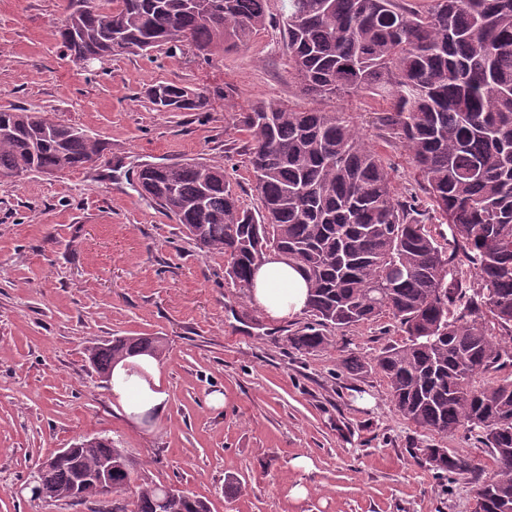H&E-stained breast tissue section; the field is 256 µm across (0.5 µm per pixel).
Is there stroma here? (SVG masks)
Returning <instances> with one entry per match:
<instances>
[{"mask_svg":"<svg viewBox=\"0 0 512 512\" xmlns=\"http://www.w3.org/2000/svg\"><path fill=\"white\" fill-rule=\"evenodd\" d=\"M66 0H0V109L45 110L104 144L90 167L30 173L0 185V512H95L92 502L38 505L19 492L38 459L81 437L111 438L137 461L133 484H172L211 512H475L496 463L467 432L441 435L396 413L377 370L350 372L404 345L391 315L331 332L304 353L289 338L309 320L271 322L224 277V257L200 251L139 194L146 162L221 161L245 207L259 200L247 133L232 117L260 100L312 107L288 71L277 26L245 47L123 54L92 69L55 34ZM218 91L210 111L160 112L150 86ZM321 108L346 114L390 167L397 196L423 198L407 153L373 123L381 105L351 92ZM161 336L163 411L143 420L118 404L92 368L90 347ZM224 396L211 405L213 393ZM467 456L473 473L436 477L412 451ZM308 468L295 467L297 457ZM308 494L295 498L294 486Z\"/></svg>","mask_w":512,"mask_h":512,"instance_id":"1","label":"stroma"}]
</instances>
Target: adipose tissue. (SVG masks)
Segmentation results:
<instances>
[{
	"instance_id": "adipose-tissue-1",
	"label": "adipose tissue",
	"mask_w": 512,
	"mask_h": 512,
	"mask_svg": "<svg viewBox=\"0 0 512 512\" xmlns=\"http://www.w3.org/2000/svg\"><path fill=\"white\" fill-rule=\"evenodd\" d=\"M308 285L297 269L271 258L257 269L250 297L254 305L272 320L294 317L304 311ZM112 392L125 409L143 405L161 406L165 394L138 378H126L123 367L112 373Z\"/></svg>"
}]
</instances>
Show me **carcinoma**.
Here are the masks:
<instances>
[{
  "instance_id": "obj_1",
  "label": "carcinoma",
  "mask_w": 512,
  "mask_h": 512,
  "mask_svg": "<svg viewBox=\"0 0 512 512\" xmlns=\"http://www.w3.org/2000/svg\"><path fill=\"white\" fill-rule=\"evenodd\" d=\"M68 0L56 34L70 57L90 65L162 46L205 58L247 44L272 18L302 96L365 92L386 102L376 124L407 152L429 210L448 225L439 243L416 201L395 194L380 154L342 112L258 101L234 128L250 137L258 211L213 159L144 163L136 184L207 252L250 288L273 255L309 288L312 322L290 343L327 348L326 329L389 313L408 342L367 367L387 382L394 410L415 426L476 435L494 456L476 512H512V0ZM159 112H206L211 98L182 84L149 91ZM100 139L48 111L0 110V178L66 174L101 156ZM160 336H122L89 350L109 376L121 362L161 357ZM439 474L474 471L446 448H420ZM137 462L109 438L80 440L44 469L56 501L131 494L112 512H210L206 501L162 485L131 486Z\"/></svg>"
}]
</instances>
